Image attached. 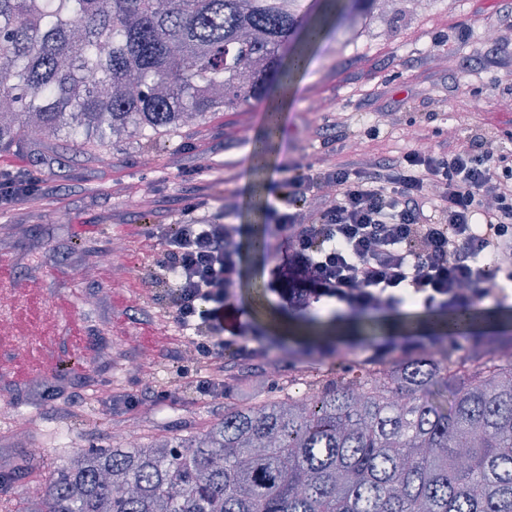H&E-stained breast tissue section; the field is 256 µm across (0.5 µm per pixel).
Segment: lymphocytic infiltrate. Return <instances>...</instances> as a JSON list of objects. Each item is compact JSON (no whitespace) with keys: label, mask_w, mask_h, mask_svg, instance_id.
Wrapping results in <instances>:
<instances>
[{"label":"lymphocytic infiltrate","mask_w":512,"mask_h":512,"mask_svg":"<svg viewBox=\"0 0 512 512\" xmlns=\"http://www.w3.org/2000/svg\"><path fill=\"white\" fill-rule=\"evenodd\" d=\"M479 135L420 143L403 155H354L318 171L287 168L273 214L290 249L298 310L329 298L354 312L413 300L469 307L493 285L490 270L512 279V150L488 153ZM36 166H0V208L42 194ZM187 198L175 226L156 224L159 244L147 277L158 284L150 329L154 359L172 371L140 393L104 401L105 413L137 415L187 395L223 402L243 375L263 371L258 340L227 330V306L241 261V228ZM469 294H462V287Z\"/></svg>","instance_id":"f902f5d3"}]
</instances>
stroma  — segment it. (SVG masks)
Instances as JSON below:
<instances>
[{
  "mask_svg": "<svg viewBox=\"0 0 512 512\" xmlns=\"http://www.w3.org/2000/svg\"><path fill=\"white\" fill-rule=\"evenodd\" d=\"M503 0H427L425 10L403 20L393 39L367 36L345 42L327 37L309 58L305 72L294 77V96L280 119L273 151H258L270 95L249 104L208 115L205 120L144 139L131 134L115 144L77 145L62 139L32 140L23 154L0 153V164L25 162L46 171V193L0 210V250L16 254L22 265L39 256L46 272L63 274L64 291L92 324L107 314L106 295H113L117 312L112 330L113 350H129L137 340V324L125 315L147 294L142 275L154 252L142 235L145 225L170 224L180 199L192 185L208 189L209 207L229 214L240 225L243 248L238 285L224 312L228 324L263 331L262 343L276 363L298 357L296 368L279 389L302 394L343 376L351 361L364 357L366 345L384 337L395 341L441 335L448 312L436 306H398L352 313L323 299L315 303L316 318L295 311L288 300V246L277 230L271 209L277 204L284 167L320 166L348 153L395 154L412 143V133L453 134L460 140L484 134L499 142L507 113L490 111L489 85L512 83V56L494 70L467 77L463 91H451L448 69L438 65L430 41L449 39L451 53L479 52L490 29H506ZM319 102L321 111L309 109ZM348 119L343 141L321 145L311 137L316 125L331 117ZM380 123L377 139L364 129ZM192 173L180 176L181 164ZM251 170V185L243 187L242 170ZM62 213L67 223L50 218ZM267 239L264 255H254L250 239L256 232ZM113 251L117 260L111 276L99 273L101 254ZM0 295L14 302L8 330L0 332V353H13L23 337L35 338L40 357L56 356L60 331L51 289L26 278L0 280ZM481 322L472 335L512 336V296L497 291L480 302ZM66 409L36 405L21 392L16 408L30 417L29 442L43 450L41 469L51 480L76 449L108 446L123 424L103 415L93 387L73 379ZM223 405L208 406L182 397L156 409L144 406L138 423L144 441L158 434L187 438L200 424L222 421Z\"/></svg>",
  "mask_w": 512,
  "mask_h": 512,
  "instance_id": "35a3bbf8",
  "label": "stroma"
}]
</instances>
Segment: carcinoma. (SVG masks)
<instances>
[{"label": "carcinoma", "instance_id": "1", "mask_svg": "<svg viewBox=\"0 0 512 512\" xmlns=\"http://www.w3.org/2000/svg\"><path fill=\"white\" fill-rule=\"evenodd\" d=\"M330 0L354 32L376 0ZM304 0H0V152L36 129L77 144L150 138L284 88L327 34ZM249 82L242 70L255 59ZM472 309L427 347L350 366L306 400L224 403L196 439L79 453L35 512H512V364L468 340ZM448 390L444 410L431 390ZM43 482L33 456L0 472Z\"/></svg>", "mask_w": 512, "mask_h": 512}]
</instances>
